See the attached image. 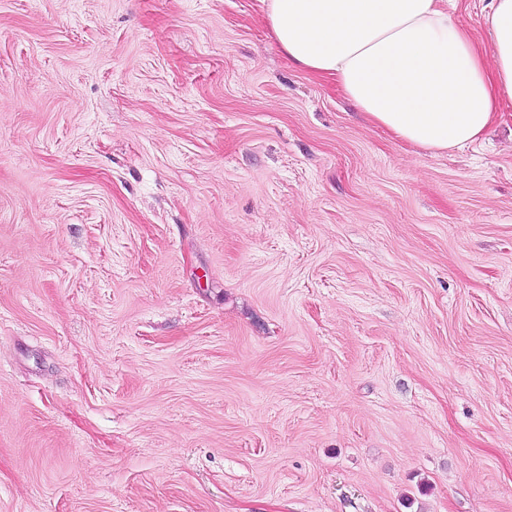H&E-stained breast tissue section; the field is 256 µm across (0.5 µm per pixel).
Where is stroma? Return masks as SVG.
<instances>
[{
  "label": "stroma",
  "mask_w": 512,
  "mask_h": 512,
  "mask_svg": "<svg viewBox=\"0 0 512 512\" xmlns=\"http://www.w3.org/2000/svg\"><path fill=\"white\" fill-rule=\"evenodd\" d=\"M0 512H512V103L433 155L259 0H0Z\"/></svg>",
  "instance_id": "stroma-1"
}]
</instances>
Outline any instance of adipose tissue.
Segmentation results:
<instances>
[{
	"mask_svg": "<svg viewBox=\"0 0 512 512\" xmlns=\"http://www.w3.org/2000/svg\"><path fill=\"white\" fill-rule=\"evenodd\" d=\"M281 52L336 82L375 125L441 154L478 142L512 102V0H486L488 49L448 0H260Z\"/></svg>",
	"mask_w": 512,
	"mask_h": 512,
	"instance_id": "adipose-tissue-1",
	"label": "adipose tissue"
}]
</instances>
